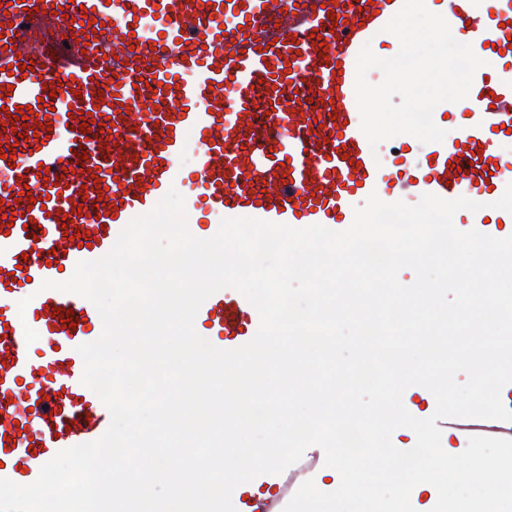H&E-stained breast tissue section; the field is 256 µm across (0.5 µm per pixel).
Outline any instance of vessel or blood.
I'll return each mask as SVG.
<instances>
[{"instance_id": "1", "label": "vessel or blood", "mask_w": 512, "mask_h": 512, "mask_svg": "<svg viewBox=\"0 0 512 512\" xmlns=\"http://www.w3.org/2000/svg\"><path fill=\"white\" fill-rule=\"evenodd\" d=\"M432 2L483 64L455 139L429 143L412 170L377 164L354 89L361 50L393 42L386 26L403 0L347 9L333 0H14L0 12V121L18 106L33 108L27 127L0 132V145L22 149L15 162L0 158L8 177L0 200L13 219L0 233V478L32 483L59 451L108 429L110 413L82 384L76 351L98 339L101 317L88 300L42 283L65 281L78 262L109 253L175 183H191L189 208L294 228L352 223L354 201L373 193L386 202L464 196L482 205L464 230L498 238L512 226V215L493 206L512 183V161L499 152L512 129V0ZM147 19L158 37L143 35ZM92 20L103 22L105 38H73L61 49L30 38L37 25L84 28ZM315 35L320 45H312ZM82 111L93 118L87 135L71 126ZM106 121L108 135L100 131ZM189 131L198 140L187 174L178 160ZM81 146L86 156H77ZM98 177L105 191L95 188ZM74 231L88 234V244L69 241ZM196 318L208 335L240 345L260 324L232 289L208 297ZM29 328L37 334L31 342ZM239 507L286 512L279 498L243 496Z\"/></svg>"}]
</instances>
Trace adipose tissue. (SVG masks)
Segmentation results:
<instances>
[{"label":"adipose tissue","instance_id":"obj_1","mask_svg":"<svg viewBox=\"0 0 512 512\" xmlns=\"http://www.w3.org/2000/svg\"><path fill=\"white\" fill-rule=\"evenodd\" d=\"M504 308L500 295L491 288L480 287L468 305L455 312L454 317L467 327L475 346L465 347L453 355L460 365L469 367L472 389L490 385L494 396L485 404L487 416H497L504 407L512 404V315L504 317L501 333L495 340L482 338L478 320L485 311ZM419 348L425 353L422 362H407L403 378L396 393L404 399V417L387 416L373 421L375 432L399 424L412 425L408 434V446L429 442L430 436L423 424L431 408L439 398L428 385L437 373V360L450 356L447 350L437 349L435 344L422 339ZM323 466L307 496L311 512H356L354 498L364 493L380 501L398 504L400 512H505L502 501L492 500L491 494L498 486H512V464L491 454L474 458L457 433L448 434L443 443L432 449V460L426 472L404 482L394 483L392 491L383 485H365L355 458L345 456L333 443L321 446ZM462 481L474 486L477 497L469 506L462 507L448 500L449 481Z\"/></svg>","mask_w":512,"mask_h":512}]
</instances>
